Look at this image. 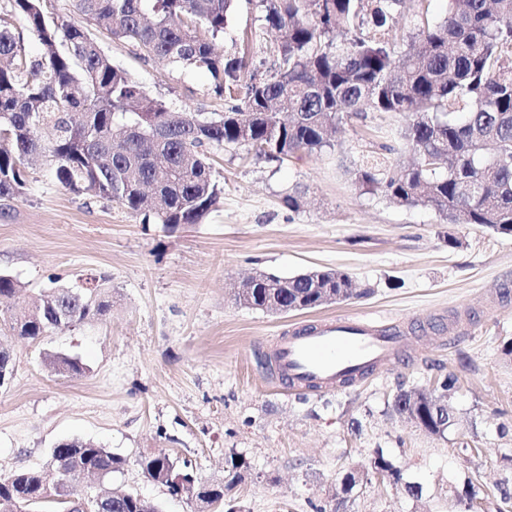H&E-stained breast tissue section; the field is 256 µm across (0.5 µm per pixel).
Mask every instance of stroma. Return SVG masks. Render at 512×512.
Wrapping results in <instances>:
<instances>
[{
  "label": "stroma",
  "mask_w": 512,
  "mask_h": 512,
  "mask_svg": "<svg viewBox=\"0 0 512 512\" xmlns=\"http://www.w3.org/2000/svg\"><path fill=\"white\" fill-rule=\"evenodd\" d=\"M259 7L241 4L220 51L248 34L250 70L268 76L273 33ZM94 37L171 108L221 117L208 74L173 73L138 59L98 29ZM404 119L369 112L347 120L333 148L267 159L212 147L218 204L198 224L167 231L100 197L63 187L50 165L26 168L23 194L0 199V272L23 295L85 282L105 284L112 307L31 341L0 331L14 375L0 390V476L46 467L53 448L80 439L124 460L111 479L81 476L89 493L132 492L161 512H217L148 479L143 457L165 451L201 482L225 486V506L245 512H464L454 492L475 493L482 512H512V237L448 224L434 211L361 193L351 169L397 145ZM298 199L297 208L285 203ZM456 237L458 246L448 244ZM314 268L349 273L360 295L286 315L235 303L232 286L253 271L291 276ZM345 313L393 324L403 352L330 392L286 387L271 374L280 332ZM78 355L87 372L52 371L47 354ZM456 376V422L432 435L392 408L399 390ZM475 448L472 456L462 447ZM384 452L403 474L377 480ZM242 479L226 487V462ZM365 476L348 497L337 478ZM419 495H411L410 486Z\"/></svg>",
  "instance_id": "stroma-1"
}]
</instances>
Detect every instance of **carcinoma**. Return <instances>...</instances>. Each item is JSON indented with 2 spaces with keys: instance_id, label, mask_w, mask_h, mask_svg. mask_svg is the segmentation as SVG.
Returning <instances> with one entry per match:
<instances>
[{
  "instance_id": "cac0c4a2",
  "label": "carcinoma",
  "mask_w": 512,
  "mask_h": 512,
  "mask_svg": "<svg viewBox=\"0 0 512 512\" xmlns=\"http://www.w3.org/2000/svg\"><path fill=\"white\" fill-rule=\"evenodd\" d=\"M278 38L270 48L274 73L242 81L245 56L218 55L228 14L239 0H71L82 22L49 23L43 0H11L40 45L31 59L23 34L0 18V198L26 186L25 161L44 155L57 180L75 193L111 199L169 230L198 224L221 190L209 149L245 147L280 159L333 146L329 131L364 112L407 118L401 165L376 154L353 169L364 194L400 206L434 210L448 224H478L512 235V0H448L440 17L421 3L414 41L403 53L392 37L403 0H246ZM106 29L144 59L172 69L207 71L213 91L233 102L219 120L179 112L150 97L112 64L87 25ZM274 288L282 305L299 310L359 296L352 278L320 270L315 279L288 277L258 284L235 299L269 310ZM22 286L0 273V320L11 333L37 340L63 321L104 315L109 301L90 288H49L17 304ZM52 368L79 377L87 366L73 355L51 353ZM394 410L439 435L429 400L397 398ZM72 467L110 477L124 460L92 441L70 440L53 449ZM143 473L168 488L211 505L224 487L179 488V471L159 451L141 460ZM45 470L0 477V512H44ZM102 512H160L134 494L114 495Z\"/></svg>"
}]
</instances>
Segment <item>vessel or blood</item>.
I'll use <instances>...</instances> for the list:
<instances>
[{
    "mask_svg": "<svg viewBox=\"0 0 512 512\" xmlns=\"http://www.w3.org/2000/svg\"><path fill=\"white\" fill-rule=\"evenodd\" d=\"M404 345L382 320L345 315L277 336L272 364L276 377L290 387L332 390L395 358Z\"/></svg>",
    "mask_w": 512,
    "mask_h": 512,
    "instance_id": "1",
    "label": "vessel or blood"
}]
</instances>
